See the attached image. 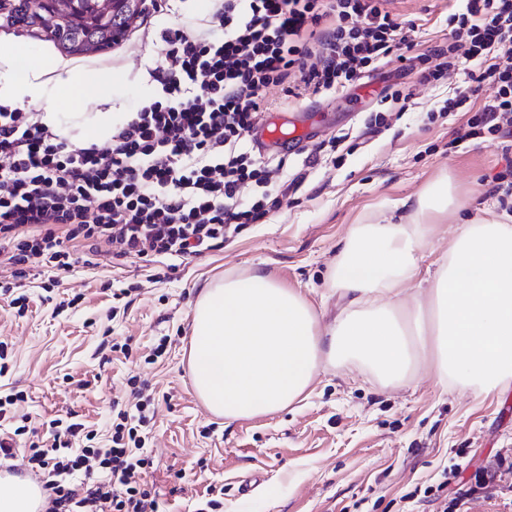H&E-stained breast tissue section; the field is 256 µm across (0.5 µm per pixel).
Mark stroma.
Instances as JSON below:
<instances>
[{"label":"stroma","mask_w":512,"mask_h":512,"mask_svg":"<svg viewBox=\"0 0 512 512\" xmlns=\"http://www.w3.org/2000/svg\"><path fill=\"white\" fill-rule=\"evenodd\" d=\"M456 3L395 0L393 8L416 20L423 51L446 40V17ZM210 8L209 0H175L172 10L143 14L111 48L78 56L63 52L45 29L0 20V53L24 41L40 56L111 68V104L86 96L56 106L58 124L78 144L87 139L86 118L108 110L120 121L154 94L156 33L174 25L195 32ZM460 81L452 73L444 83L426 84L419 72L391 62L349 92L290 104V111H306L310 143L348 133L342 164L316 168L265 223L245 225L223 248L191 263L116 264L103 257L95 268L74 267L51 291L46 269L30 268L20 289L26 311L13 305L12 294H0V339L12 351L0 394L25 392L17 412L40 438L50 439L47 423L55 418L107 437L116 405L130 396V378L148 382L155 417L145 480L159 512H196L208 498L214 512H457L456 498L485 466L498 471L493 495L470 500L468 512H512V386L489 395L449 390L425 364L398 387L381 386L353 366L327 368L302 402L227 424L203 406L188 373L196 299L225 272L261 268L332 314L339 300L327 276L354 226L380 220L443 177L466 214L501 211L491 193L493 178L507 171L499 142L467 140L449 151L466 119L434 114ZM399 86L413 87V109L387 113V129L363 135L381 98ZM157 272L162 280L151 281ZM124 290L129 299H121ZM73 296L76 307L60 308ZM161 343L165 354L150 362ZM252 475L259 485L240 495L242 480ZM432 486L437 495H428Z\"/></svg>","instance_id":"35a3bbf8"}]
</instances>
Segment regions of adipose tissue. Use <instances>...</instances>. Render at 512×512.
<instances>
[{
	"label": "adipose tissue",
	"mask_w": 512,
	"mask_h": 512,
	"mask_svg": "<svg viewBox=\"0 0 512 512\" xmlns=\"http://www.w3.org/2000/svg\"><path fill=\"white\" fill-rule=\"evenodd\" d=\"M76 99L112 98V72L94 74L36 57L22 43L0 55V102L42 88ZM448 180L429 186L402 217L356 225L342 242L329 287L344 301L325 320L306 294L261 269L204 286L193 310L188 368L208 411L225 422L294 404L322 366L356 365L387 386L420 364L440 383L491 394L512 382V216L486 213L459 224L422 276L435 216L459 212ZM46 493L17 476L0 478V512H43Z\"/></svg>",
	"instance_id": "ef3b65f1"
}]
</instances>
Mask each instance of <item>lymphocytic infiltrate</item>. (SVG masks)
I'll list each match as a JSON object with an SVG mask.
<instances>
[{"label":"lymphocytic infiltrate","instance_id":"obj_1","mask_svg":"<svg viewBox=\"0 0 512 512\" xmlns=\"http://www.w3.org/2000/svg\"><path fill=\"white\" fill-rule=\"evenodd\" d=\"M392 2L212 0L201 32H160L157 93L113 124L103 145L72 144L45 113L0 107V267L19 280L34 265L57 277L78 263L92 268L105 253L186 262L262 223L306 169L341 162L335 138L308 150L293 175L285 159L250 146L272 87L288 100L323 96L384 61L420 69L429 83L457 71L463 80L443 112L468 113V138L511 137L512 0H464L448 15L447 41L421 53L415 20H400ZM133 396L107 445L58 419L51 444L30 443L25 468L48 493L46 512H157L144 481L150 401L139 389Z\"/></svg>","mask_w":512,"mask_h":512}]
</instances>
